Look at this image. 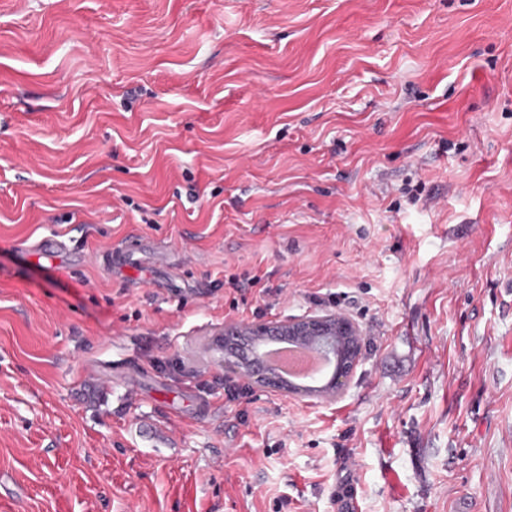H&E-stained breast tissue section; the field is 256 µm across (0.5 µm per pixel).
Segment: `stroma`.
Wrapping results in <instances>:
<instances>
[{"label":"stroma","instance_id":"obj_1","mask_svg":"<svg viewBox=\"0 0 512 512\" xmlns=\"http://www.w3.org/2000/svg\"><path fill=\"white\" fill-rule=\"evenodd\" d=\"M328 310L343 394L227 401L226 322ZM348 490L512 512V0H0V512Z\"/></svg>","mask_w":512,"mask_h":512}]
</instances>
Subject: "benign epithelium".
Listing matches in <instances>:
<instances>
[{
  "label": "benign epithelium",
  "instance_id": "1",
  "mask_svg": "<svg viewBox=\"0 0 512 512\" xmlns=\"http://www.w3.org/2000/svg\"><path fill=\"white\" fill-rule=\"evenodd\" d=\"M243 336H254L259 343L290 336L318 349L333 363L332 373L319 385L293 383L265 366L259 345L244 354L239 352L240 338ZM221 341L224 343V367L235 371L245 381L288 395L305 393L322 399L334 398L342 392L361 353L359 325L338 311L305 315L277 323H227Z\"/></svg>",
  "mask_w": 512,
  "mask_h": 512
}]
</instances>
